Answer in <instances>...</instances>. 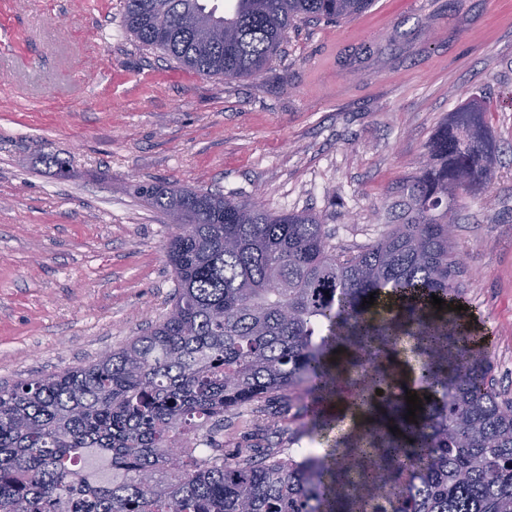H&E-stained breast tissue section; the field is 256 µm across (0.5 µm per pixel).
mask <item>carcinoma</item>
Masks as SVG:
<instances>
[{"label": "carcinoma", "instance_id": "obj_1", "mask_svg": "<svg viewBox=\"0 0 512 512\" xmlns=\"http://www.w3.org/2000/svg\"><path fill=\"white\" fill-rule=\"evenodd\" d=\"M233 2L219 15L205 0H124L123 25L199 75L257 77L289 29L373 4ZM495 152L482 109L451 113L407 186L406 220L349 254L312 213L138 186L185 228L165 244L171 309L93 362L0 387V512H512V401L489 383L487 332L454 310L466 299L448 238L459 195L491 184ZM406 350L430 396L414 422L386 363ZM346 375L353 406L388 393L405 440L372 428L342 437L330 461L302 448L224 455V414L296 390L338 401Z\"/></svg>", "mask_w": 512, "mask_h": 512}]
</instances>
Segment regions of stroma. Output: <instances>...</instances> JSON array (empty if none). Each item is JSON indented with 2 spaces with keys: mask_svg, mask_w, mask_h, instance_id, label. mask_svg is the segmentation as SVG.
<instances>
[{
  "mask_svg": "<svg viewBox=\"0 0 512 512\" xmlns=\"http://www.w3.org/2000/svg\"><path fill=\"white\" fill-rule=\"evenodd\" d=\"M123 3L0 0V386L98 359L168 313L170 222L136 185L312 212L348 252L398 223L430 142L476 98L497 164L486 190L456 201L457 281L512 399V0H377L290 30L267 72L235 79L139 46ZM47 154L68 160L67 177ZM280 426L232 417L225 455L292 433L336 442L307 412Z\"/></svg>",
  "mask_w": 512,
  "mask_h": 512,
  "instance_id": "1",
  "label": "stroma"
}]
</instances>
